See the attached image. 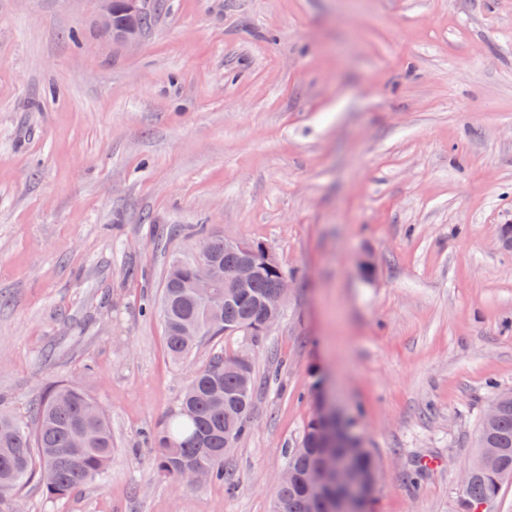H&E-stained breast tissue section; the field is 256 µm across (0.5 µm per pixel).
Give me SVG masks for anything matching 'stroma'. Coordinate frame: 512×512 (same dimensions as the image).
Here are the masks:
<instances>
[{
  "mask_svg": "<svg viewBox=\"0 0 512 512\" xmlns=\"http://www.w3.org/2000/svg\"><path fill=\"white\" fill-rule=\"evenodd\" d=\"M136 44L96 0H0V400L84 384L105 483L21 512H270L331 391L377 464L372 512H459L512 390V0H161ZM265 243L279 323L184 364L157 304L196 227ZM371 261L365 274L363 261ZM248 353L233 485H178L149 439L214 352ZM275 288L269 302L264 308L259 334L252 337L264 335L279 322L283 308L290 295L291 278L288 277V274L285 272L281 273Z\"/></svg>",
  "mask_w": 512,
  "mask_h": 512,
  "instance_id": "obj_1",
  "label": "stroma"
}]
</instances>
